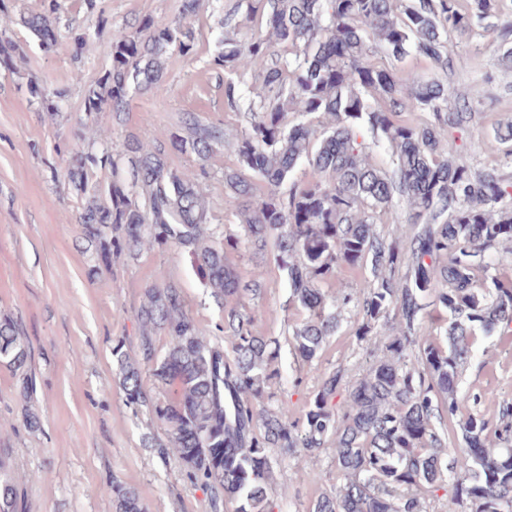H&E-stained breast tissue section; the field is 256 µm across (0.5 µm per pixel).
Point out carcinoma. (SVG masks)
<instances>
[{
	"instance_id": "carcinoma-1",
	"label": "carcinoma",
	"mask_w": 512,
	"mask_h": 512,
	"mask_svg": "<svg viewBox=\"0 0 512 512\" xmlns=\"http://www.w3.org/2000/svg\"><path fill=\"white\" fill-rule=\"evenodd\" d=\"M83 5L97 14L93 34L100 35L109 18L98 0ZM58 10V0H43L41 12L16 18L0 5V68L10 69L21 52L7 36L15 25L44 49L55 47ZM261 24L267 37L245 39L240 23L227 18L215 38L213 65L227 74L228 104L248 118L233 141L223 124L183 111L166 145L129 137L130 180L114 167L106 184L93 176L113 164L108 147L92 142L69 153L66 180L83 200L76 221L104 267L147 244L181 249L223 313L221 343L190 316L177 283L145 289L135 350L113 349L126 402L147 407L164 431L145 434L143 446L163 459L175 453L191 484L206 489L212 512L226 501L234 512H273L272 453L314 454L331 443L343 484L310 512H423V496L447 490L450 479L448 512H512V448L488 447L487 422L476 416L462 425L458 448L448 447L444 428L462 403L460 368L476 331L490 335L512 324V278L490 274L487 255L512 239V192L496 171L476 172L455 156L448 133L473 124L477 106L451 96L447 82L400 67L415 55L446 74L458 41L480 30L496 35L499 60L512 67V19L501 18L499 0H470L464 11L458 0H404L398 10L392 0H263ZM93 34L68 28L74 60ZM195 47L192 28L150 17L113 34L111 63L83 99L87 120L120 115L133 90L166 91L169 53L186 56ZM378 51L388 65L370 63ZM247 73L263 88L257 100L236 82ZM405 112H425L428 121L417 126L402 119ZM365 133L389 145L391 168L367 161L358 141ZM226 143L238 161L224 173V207L239 221L236 233L212 223L196 178L168 164L171 150L191 153L204 172ZM481 143L512 164V122ZM259 182L266 185L260 196ZM397 196L407 200L413 226L405 249L373 223ZM242 246L276 253L289 303L306 312L291 345L307 362L336 335L351 302L329 299L321 285L343 267L370 265L373 284L356 302L355 336L376 334L390 316L397 335L351 385L343 410L333 404L345 386L341 370L323 377L298 420L265 391L279 341L257 330L263 311L244 305L262 285L239 275L231 254ZM431 304L448 311L442 342L422 335ZM30 358L17 323L1 317L0 367L26 387ZM8 467L1 451L0 512H27ZM112 508L144 512L132 486L112 488Z\"/></svg>"
}]
</instances>
